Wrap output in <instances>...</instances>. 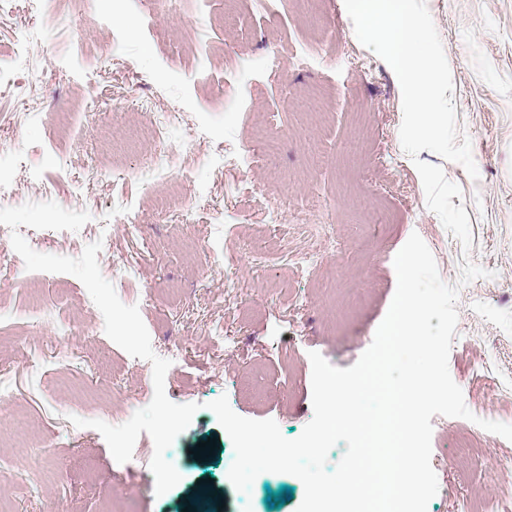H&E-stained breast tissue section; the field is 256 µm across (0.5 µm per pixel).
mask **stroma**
<instances>
[{
	"instance_id": "35a3bbf8",
	"label": "stroma",
	"mask_w": 512,
	"mask_h": 512,
	"mask_svg": "<svg viewBox=\"0 0 512 512\" xmlns=\"http://www.w3.org/2000/svg\"><path fill=\"white\" fill-rule=\"evenodd\" d=\"M451 69L457 126L479 171L424 150L460 186L472 250L464 252L426 206L403 150L401 89L390 66L359 43L344 0H235L230 13L205 0H22L0 17V138L17 139L11 206L51 199L91 215L59 231L46 254L98 252L103 276L138 306L154 352L177 349L168 398L195 403L191 425L167 450L181 476L156 495L154 444L138 438L117 463L103 436L72 417L119 425L154 393L150 362L104 332L75 276L29 272L18 254L0 263V512H182L212 478L223 512H296L304 486L263 473L249 497L225 466L233 446L207 409L227 395L246 418L272 419L297 438L313 415L310 352L351 367L371 345L397 286L393 261L411 234L459 287L449 371L476 418L512 424V0H426ZM29 55L11 60L20 33ZM312 115L298 103L310 94ZM178 111L171 142L198 138L194 154L168 152L149 133L154 115ZM255 112H271L272 150L257 153ZM226 161L216 165L213 144ZM123 178L89 182L88 167ZM187 172L174 180L176 171ZM38 174L50 184L39 193ZM316 264L296 268L298 253ZM473 260L489 278L459 285ZM431 464L439 491L427 512H512V478L465 459L474 438L512 471V441L475 421L433 416ZM216 439L206 460L197 442ZM293 490L271 509L268 491Z\"/></svg>"
}]
</instances>
